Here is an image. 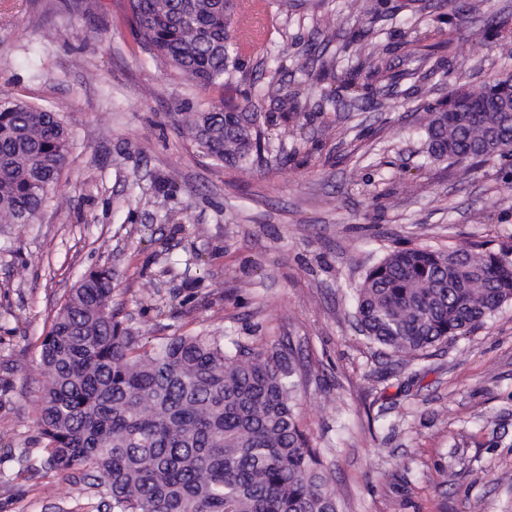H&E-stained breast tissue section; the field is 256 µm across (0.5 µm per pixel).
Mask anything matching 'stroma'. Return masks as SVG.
Listing matches in <instances>:
<instances>
[{
  "mask_svg": "<svg viewBox=\"0 0 512 512\" xmlns=\"http://www.w3.org/2000/svg\"><path fill=\"white\" fill-rule=\"evenodd\" d=\"M263 3L274 23L246 70L309 111L263 100L266 159L230 167L183 138L181 103H238L248 83L220 96L170 75L124 0H0V96L59 112L72 140L39 222L0 224V512H95L96 489L42 471L36 430L40 341L94 267L115 271L112 302L147 345H292L342 512H512V303L400 360L360 334L352 292L398 245L512 246V159L428 164L420 132L452 88L512 72V0H385L376 20L355 0ZM355 35L376 100L324 99L307 65ZM420 66L448 77L419 86Z\"/></svg>",
  "mask_w": 512,
  "mask_h": 512,
  "instance_id": "35a3bbf8",
  "label": "stroma"
}]
</instances>
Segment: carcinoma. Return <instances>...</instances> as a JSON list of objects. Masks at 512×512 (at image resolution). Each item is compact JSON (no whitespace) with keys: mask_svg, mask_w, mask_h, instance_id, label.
Listing matches in <instances>:
<instances>
[{"mask_svg":"<svg viewBox=\"0 0 512 512\" xmlns=\"http://www.w3.org/2000/svg\"><path fill=\"white\" fill-rule=\"evenodd\" d=\"M236 0H126L142 49L198 86L219 93L244 73ZM323 64L312 83L327 97L368 100L366 62ZM268 94L260 87L258 97ZM256 97V98H258ZM256 98L199 108L185 135L197 152L228 166L264 161ZM295 115L301 91L286 94ZM451 91L427 113V158L456 162L503 155L491 132L501 112ZM71 152L52 110L0 97V217L34 224ZM114 272L94 269L71 288L39 345L50 383L36 425L44 467L96 480L98 512H340L334 474L303 429L300 370L283 348L216 336L142 343L112 309ZM360 332L397 357L418 356L479 329L512 302V247L388 251L354 288Z\"/></svg>","mask_w":512,"mask_h":512,"instance_id":"cac0c4a2","label":"carcinoma"}]
</instances>
